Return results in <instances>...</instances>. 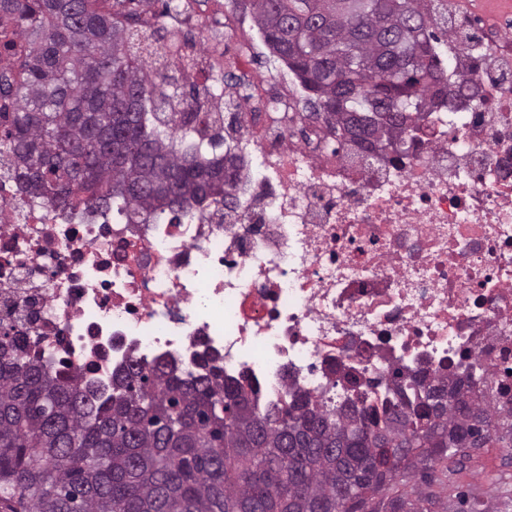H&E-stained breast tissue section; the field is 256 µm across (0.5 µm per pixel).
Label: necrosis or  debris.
<instances>
[{
	"instance_id": "obj_1",
	"label": "necrosis or debris",
	"mask_w": 512,
	"mask_h": 512,
	"mask_svg": "<svg viewBox=\"0 0 512 512\" xmlns=\"http://www.w3.org/2000/svg\"><path fill=\"white\" fill-rule=\"evenodd\" d=\"M496 2L457 22L482 30L459 60L475 105L337 155L292 79L255 75L243 20L184 0L172 35L209 28L200 63L248 88L224 119L232 205L144 224L30 203L0 176V335L98 388L133 360L196 373L212 356L262 410L301 394L331 411L394 403L450 375L512 428V0Z\"/></svg>"
}]
</instances>
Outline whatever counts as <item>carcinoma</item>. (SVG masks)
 Listing matches in <instances>:
<instances>
[{
	"mask_svg": "<svg viewBox=\"0 0 512 512\" xmlns=\"http://www.w3.org/2000/svg\"><path fill=\"white\" fill-rule=\"evenodd\" d=\"M252 7L266 46L307 91L308 117L336 129V153L391 142L413 113L475 98L455 58L446 68L438 59L453 22L437 35L424 0ZM2 13L29 30L18 73L0 81V118L10 119L0 164L25 193L63 209L129 208L145 222L232 197L235 158L211 152L196 128L201 112L219 123L224 94L185 93L147 70L153 27L130 30L110 0H0ZM438 82L446 93L434 102ZM467 430L512 448L447 375L381 414L335 416L307 399L262 413L217 365L181 379L136 364L103 398L0 343V512H464L443 496L448 469L437 481L416 475L466 455L457 442ZM383 444L396 462L364 474Z\"/></svg>",
	"mask_w": 512,
	"mask_h": 512,
	"instance_id": "1",
	"label": "carcinoma"
}]
</instances>
